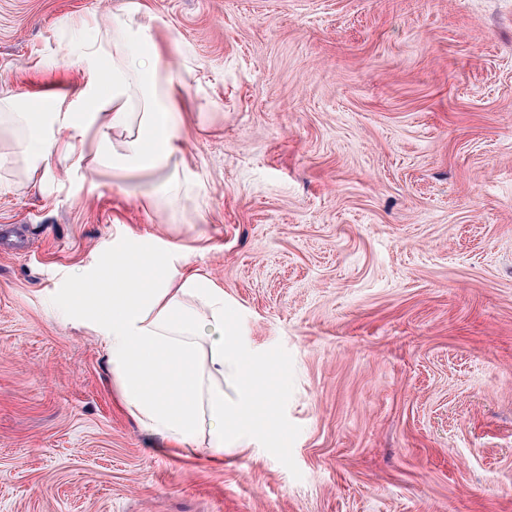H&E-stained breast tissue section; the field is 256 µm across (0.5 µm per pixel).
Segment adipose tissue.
<instances>
[{
    "instance_id": "adipose-tissue-1",
    "label": "adipose tissue",
    "mask_w": 512,
    "mask_h": 512,
    "mask_svg": "<svg viewBox=\"0 0 512 512\" xmlns=\"http://www.w3.org/2000/svg\"><path fill=\"white\" fill-rule=\"evenodd\" d=\"M147 14L141 0H129L111 29L97 30L93 17L78 20L97 33L70 52L84 73L70 95L49 92L37 103L0 98V135L13 134L29 179L40 178L53 157H81L92 136L113 171L164 173L160 195L147 196L146 206L202 191L199 178L176 169L186 84L165 64ZM114 129L126 130V138L111 142ZM57 309L61 318L93 326L122 407L166 447L185 454L204 448L223 460L246 440L248 414L276 402L275 394L257 392L258 369L242 368L223 288L178 266L172 251L113 245L96 271L60 294ZM228 382L233 391H225Z\"/></svg>"
}]
</instances>
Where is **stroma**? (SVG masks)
<instances>
[{"label": "stroma", "instance_id": "stroma-1", "mask_svg": "<svg viewBox=\"0 0 512 512\" xmlns=\"http://www.w3.org/2000/svg\"><path fill=\"white\" fill-rule=\"evenodd\" d=\"M121 0H0V96ZM201 196L0 136V512H512V0H145ZM224 289L269 415L223 462L121 407L57 293L104 243Z\"/></svg>", "mask_w": 512, "mask_h": 512}]
</instances>
